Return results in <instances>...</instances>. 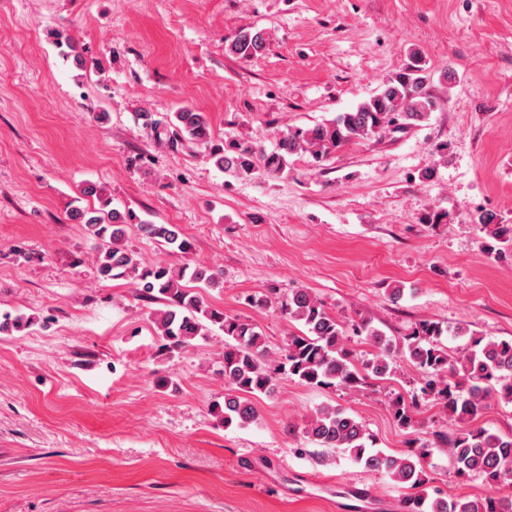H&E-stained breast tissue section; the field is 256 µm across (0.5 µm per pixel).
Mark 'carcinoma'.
<instances>
[{
    "label": "carcinoma",
    "instance_id": "1",
    "mask_svg": "<svg viewBox=\"0 0 512 512\" xmlns=\"http://www.w3.org/2000/svg\"><path fill=\"white\" fill-rule=\"evenodd\" d=\"M268 41L267 31L244 28L228 44L227 52L243 60L257 59L265 53ZM429 78L416 58L354 110L311 127L282 132L276 149L269 154L230 140L212 148L210 160L222 172L239 179L286 174L290 158L301 152L321 161L351 141L380 134L388 125L427 121L437 108V102L425 91ZM174 117L184 139L209 144L210 125L203 113L183 107ZM81 194L97 200L99 207L75 206L68 220L84 225L87 235L100 242L98 278L130 280L143 297L163 305L154 311L156 333L163 347L170 351L185 348L211 327L224 333V426L235 422L243 427L255 422L258 414L251 397L271 393L281 378L354 393L371 379H385L405 363L418 372L420 387L407 398L400 394L392 397L390 410L398 427L412 435L406 453L394 456L375 448L374 435L340 405L320 408L304 420L303 432L319 447L340 449L364 469L384 473L412 490L400 501L402 512H512L511 495L443 496L430 485L426 464L430 445L413 437L415 415L425 402L440 406L448 419L460 424L476 421L492 400L512 404V339L487 340L434 319L418 321L403 336L388 337L366 319L341 321L308 289L296 288L283 297L250 300L253 306L278 308L304 326L289 336L273 357L256 323L205 302L196 291L198 284L223 287L218 272L204 265L142 263L126 245L133 215L110 207L102 188L93 182L84 183ZM480 223L485 232L482 247L488 255L496 257L502 245L512 243V224L499 222L493 213L482 215ZM138 228L148 239L174 252L186 254L192 249V243L171 224L140 223ZM352 336L374 348L372 358L359 359L350 346ZM445 336H465L467 342L462 351L452 353L443 342ZM448 454L458 477L480 478L493 490L512 487V434L474 426L449 442Z\"/></svg>",
    "mask_w": 512,
    "mask_h": 512
}]
</instances>
